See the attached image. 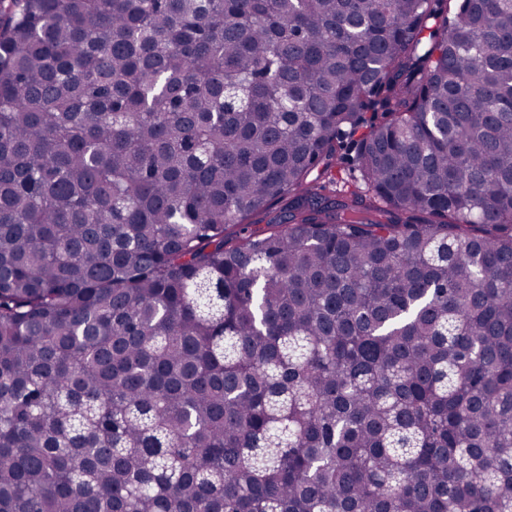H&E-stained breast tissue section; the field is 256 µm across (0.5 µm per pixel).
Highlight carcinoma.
<instances>
[{
	"label": "carcinoma",
	"instance_id": "cac0c4a2",
	"mask_svg": "<svg viewBox=\"0 0 512 512\" xmlns=\"http://www.w3.org/2000/svg\"><path fill=\"white\" fill-rule=\"evenodd\" d=\"M0 512H512V0H0Z\"/></svg>",
	"mask_w": 512,
	"mask_h": 512
}]
</instances>
